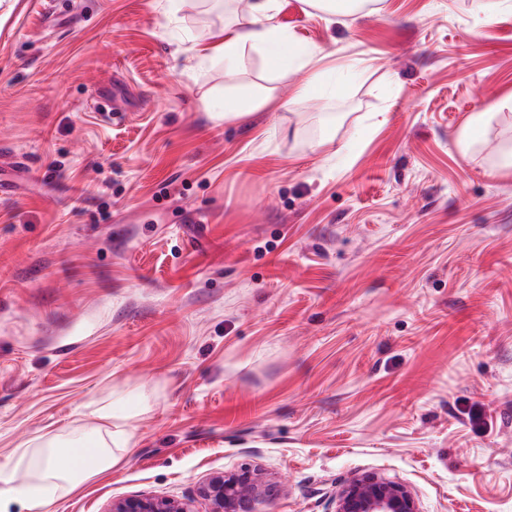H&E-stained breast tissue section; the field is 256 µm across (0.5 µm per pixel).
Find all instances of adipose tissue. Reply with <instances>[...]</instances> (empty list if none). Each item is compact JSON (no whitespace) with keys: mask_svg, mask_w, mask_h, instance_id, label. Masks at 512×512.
I'll return each instance as SVG.
<instances>
[{"mask_svg":"<svg viewBox=\"0 0 512 512\" xmlns=\"http://www.w3.org/2000/svg\"><path fill=\"white\" fill-rule=\"evenodd\" d=\"M277 0H251L247 26L228 28L218 36L217 52L225 61L241 62L246 50L260 51L271 66L284 69L289 62H309V53L297 50L287 32L274 24ZM128 391L116 389L111 401L94 402L90 424L77 435L65 437L46 431L16 451L14 462L0 465V503L22 499L28 512H42L57 496L74 490L83 482L119 468L135 438L139 409L130 405ZM90 447V459L78 450ZM69 451L71 463L60 468L56 459Z\"/></svg>","mask_w":512,"mask_h":512,"instance_id":"ef3b65f1","label":"adipose tissue"}]
</instances>
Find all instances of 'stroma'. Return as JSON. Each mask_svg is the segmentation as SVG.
<instances>
[{
    "instance_id": "stroma-1",
    "label": "stroma",
    "mask_w": 512,
    "mask_h": 512,
    "mask_svg": "<svg viewBox=\"0 0 512 512\" xmlns=\"http://www.w3.org/2000/svg\"><path fill=\"white\" fill-rule=\"evenodd\" d=\"M45 2L0 0V146L26 168L0 174V465L141 387L122 467L55 512L245 464L282 488L268 512H330L366 471L422 512H512V10L279 0L317 62L275 70L207 48L248 0ZM255 86L260 112L210 117Z\"/></svg>"
}]
</instances>
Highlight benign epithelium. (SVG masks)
Segmentation results:
<instances>
[{"label":"benign epithelium","mask_w":512,"mask_h":512,"mask_svg":"<svg viewBox=\"0 0 512 512\" xmlns=\"http://www.w3.org/2000/svg\"><path fill=\"white\" fill-rule=\"evenodd\" d=\"M208 512H258V505L278 494V484L262 469L243 466L210 476L199 487ZM332 512H421L417 497L404 483L378 472L352 478L335 496ZM108 512H197L191 499L130 495L115 499Z\"/></svg>","instance_id":"7a95c632"}]
</instances>
